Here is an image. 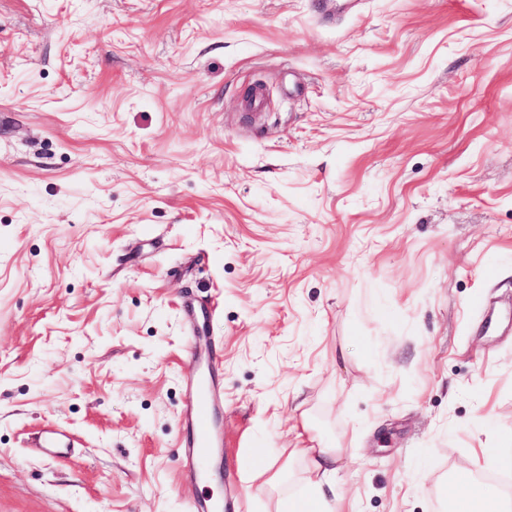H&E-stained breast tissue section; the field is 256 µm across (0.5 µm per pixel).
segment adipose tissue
<instances>
[{"mask_svg":"<svg viewBox=\"0 0 512 512\" xmlns=\"http://www.w3.org/2000/svg\"><path fill=\"white\" fill-rule=\"evenodd\" d=\"M295 454L307 460L310 475L299 492L282 499L279 512H334L322 487L336 471L338 449L299 448ZM452 503L456 512H504L494 494L476 489L473 472L467 467L459 471Z\"/></svg>","mask_w":512,"mask_h":512,"instance_id":"1","label":"adipose tissue"}]
</instances>
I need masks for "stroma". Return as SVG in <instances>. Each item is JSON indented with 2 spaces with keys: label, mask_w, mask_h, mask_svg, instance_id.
<instances>
[{
  "label": "stroma",
  "mask_w": 512,
  "mask_h": 512,
  "mask_svg": "<svg viewBox=\"0 0 512 512\" xmlns=\"http://www.w3.org/2000/svg\"><path fill=\"white\" fill-rule=\"evenodd\" d=\"M201 326L229 512L512 502V0H0V512H185ZM38 444L51 458H65L75 448L74 439L60 427L43 429L38 435ZM293 455L308 462V477L302 489L281 500L278 512H334L332 503L325 497L323 484L330 482L339 460L337 448H295ZM335 465V466H334ZM473 471L462 467L453 494L452 504L457 512H506L497 497L488 491L475 489Z\"/></svg>",
  "instance_id": "stroma-1"
}]
</instances>
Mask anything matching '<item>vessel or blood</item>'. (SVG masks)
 <instances>
[{
  "instance_id": "vessel-or-blood-1",
  "label": "vessel or blood",
  "mask_w": 512,
  "mask_h": 512,
  "mask_svg": "<svg viewBox=\"0 0 512 512\" xmlns=\"http://www.w3.org/2000/svg\"><path fill=\"white\" fill-rule=\"evenodd\" d=\"M201 337H191L187 346L198 373L188 379L185 389V414L180 425L185 434V463L197 478H204V469L213 449L224 443V433L214 421V409L220 399L215 387V356L213 351H201ZM43 453L51 458H63L74 447V439L63 429L49 427L38 435Z\"/></svg>"
}]
</instances>
